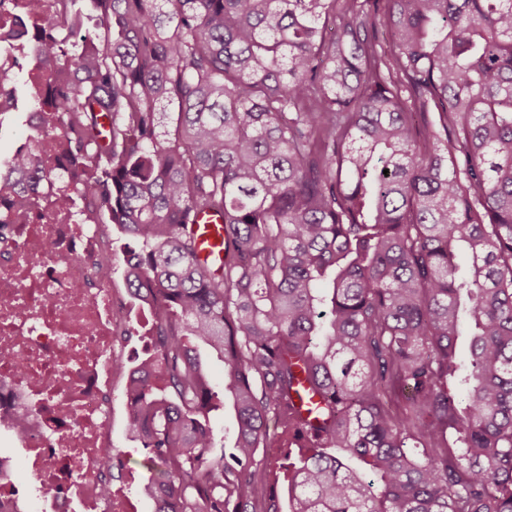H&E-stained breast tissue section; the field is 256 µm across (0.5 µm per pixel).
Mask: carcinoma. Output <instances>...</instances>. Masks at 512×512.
Returning a JSON list of instances; mask_svg holds the SVG:
<instances>
[{
    "label": "carcinoma",
    "instance_id": "1",
    "mask_svg": "<svg viewBox=\"0 0 512 512\" xmlns=\"http://www.w3.org/2000/svg\"><path fill=\"white\" fill-rule=\"evenodd\" d=\"M76 2L0 8L57 25L14 62H55L59 202L126 238L151 314L153 512H512V0ZM37 147L0 174L20 210ZM192 229L198 239L201 261L210 264L224 254V224L221 218L201 215Z\"/></svg>",
    "mask_w": 512,
    "mask_h": 512
}]
</instances>
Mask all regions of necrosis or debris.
I'll use <instances>...</instances> for the list:
<instances>
[{"label":"necrosis or debris","instance_id":"necrosis-or-debris-1","mask_svg":"<svg viewBox=\"0 0 512 512\" xmlns=\"http://www.w3.org/2000/svg\"><path fill=\"white\" fill-rule=\"evenodd\" d=\"M46 168L79 183L57 150L59 124L32 116ZM33 206L18 213L0 197V429L21 460L0 452V512L19 501L24 465L30 512H138L130 477L108 463L115 417L132 422L121 385L156 386L160 371L133 366L142 325L115 286L112 247L73 206L31 187Z\"/></svg>","mask_w":512,"mask_h":512}]
</instances>
